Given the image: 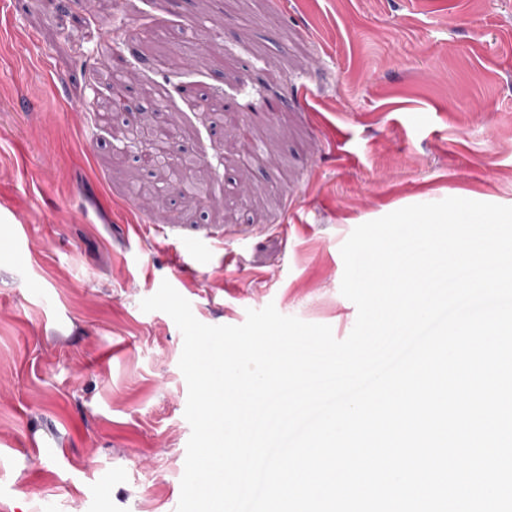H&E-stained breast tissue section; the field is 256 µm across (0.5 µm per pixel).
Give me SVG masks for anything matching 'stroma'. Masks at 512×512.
Returning a JSON list of instances; mask_svg holds the SVG:
<instances>
[{
	"mask_svg": "<svg viewBox=\"0 0 512 512\" xmlns=\"http://www.w3.org/2000/svg\"><path fill=\"white\" fill-rule=\"evenodd\" d=\"M115 69L214 203L127 194ZM450 197L512 206V0H0V512H176L183 336L141 300L342 340L353 229Z\"/></svg>",
	"mask_w": 512,
	"mask_h": 512,
	"instance_id": "stroma-1",
	"label": "stroma"
}]
</instances>
